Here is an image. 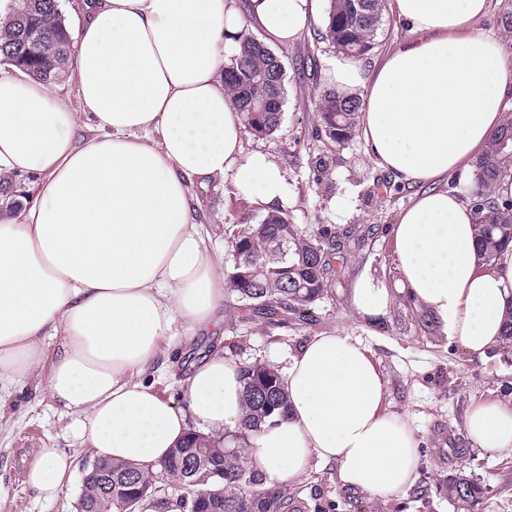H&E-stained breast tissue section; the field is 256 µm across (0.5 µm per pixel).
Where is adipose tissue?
Returning a JSON list of instances; mask_svg holds the SVG:
<instances>
[{"label":"adipose tissue","mask_w":512,"mask_h":512,"mask_svg":"<svg viewBox=\"0 0 512 512\" xmlns=\"http://www.w3.org/2000/svg\"><path fill=\"white\" fill-rule=\"evenodd\" d=\"M325 0H249L247 15L275 43L295 41ZM414 38L374 71L336 58L337 92L358 95L365 150L382 170L424 190L393 229L394 268L440 333L483 356L502 341L512 303V254L476 271L474 213L448 188L504 124L512 67L475 30L490 0H388ZM71 37L78 97L72 109L36 80L0 77V176H36L18 216L0 219V411L40 369L45 390L94 459L151 468L190 430L213 437L244 414L239 365L214 351L179 381L181 400L136 373L170 361L176 322L207 329L224 300V254L197 224L189 191L230 178L235 196L282 209L281 168L244 153V129L220 73L243 28L237 0H82ZM86 126L90 137L76 136ZM353 305L380 322L390 293L370 274ZM281 371L288 408L245 450L277 483L312 463L338 467L345 488L395 495L412 484L417 441L388 412L383 375L356 338L312 336ZM465 428L487 451H512V407L472 406ZM72 459L42 449L28 485L57 496Z\"/></svg>","instance_id":"1"}]
</instances>
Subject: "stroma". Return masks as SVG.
<instances>
[{"label": "stroma", "mask_w": 512, "mask_h": 512, "mask_svg": "<svg viewBox=\"0 0 512 512\" xmlns=\"http://www.w3.org/2000/svg\"><path fill=\"white\" fill-rule=\"evenodd\" d=\"M475 27L498 40L512 62V0H491ZM322 28L311 24L296 41L278 47L286 68L282 123L270 138L245 136L244 148L263 150L284 170L291 223L302 228L359 224L376 227L377 233L364 255L337 264L333 292L315 303L312 324L271 329L243 318L227 301L216 312L218 326L192 338H185L183 324H175V334L184 338L178 363L189 364L215 345L240 363H273L281 369L286 352L319 332L357 337L383 374L388 410L406 418L418 441L416 478L396 495H357L340 484L336 466L315 463L294 483L306 512H456L445 489L452 476L484 489L481 512H512V452L478 449L465 431V416L476 402L498 399L512 406V346L469 355L444 336L425 334L402 299H394L385 322L377 325L366 323L350 303L354 282L364 273L396 288L390 230L421 188L381 171L360 136L339 146L318 135L320 98L331 87L329 69L337 57L332 44L320 39ZM319 158L328 164V178L321 183L314 175ZM193 193L199 202L197 223L221 243L240 216L253 210L228 184L216 181L194 187ZM52 447L73 459L74 478L68 492L48 501L28 487L26 476L41 449ZM90 459L43 386L29 380L8 399L7 415L0 420V512H77L83 465Z\"/></svg>", "instance_id": "obj_1"}]
</instances>
